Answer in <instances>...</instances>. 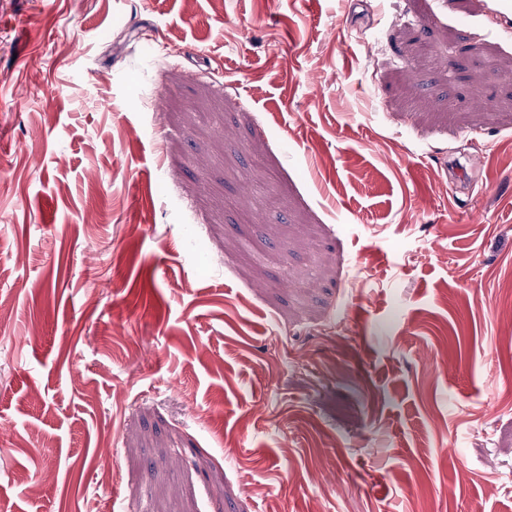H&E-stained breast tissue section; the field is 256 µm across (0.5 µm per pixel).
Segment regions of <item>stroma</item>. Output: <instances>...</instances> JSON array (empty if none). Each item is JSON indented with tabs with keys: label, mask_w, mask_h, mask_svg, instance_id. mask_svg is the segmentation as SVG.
I'll use <instances>...</instances> for the list:
<instances>
[{
	"label": "stroma",
	"mask_w": 512,
	"mask_h": 512,
	"mask_svg": "<svg viewBox=\"0 0 512 512\" xmlns=\"http://www.w3.org/2000/svg\"><path fill=\"white\" fill-rule=\"evenodd\" d=\"M0 267V512H512V0H0Z\"/></svg>",
	"instance_id": "1"
}]
</instances>
